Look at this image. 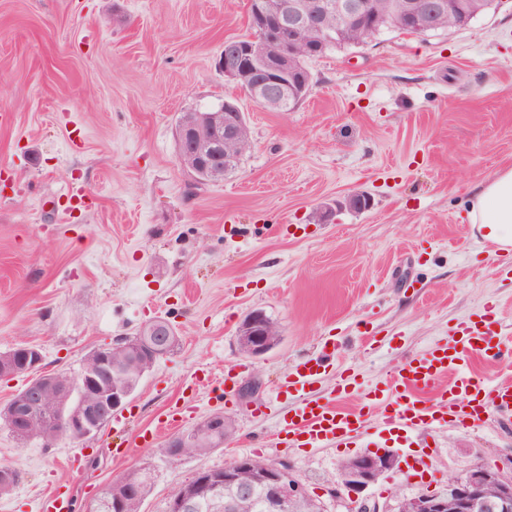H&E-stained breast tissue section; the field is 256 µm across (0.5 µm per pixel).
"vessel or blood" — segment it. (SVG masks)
I'll list each match as a JSON object with an SVG mask.
<instances>
[{"instance_id":"obj_1","label":"vessel or blood","mask_w":512,"mask_h":512,"mask_svg":"<svg viewBox=\"0 0 512 512\" xmlns=\"http://www.w3.org/2000/svg\"><path fill=\"white\" fill-rule=\"evenodd\" d=\"M474 357L502 369V376L491 378L468 369ZM327 368L320 356L297 363L285 376L282 391L297 392L299 400L278 418L284 444L315 448L327 442H349L374 419L382 430L393 432L439 429L451 422L475 425L490 410L512 415V347L504 345L486 318L462 324L447 343L401 364L383 388L374 391L368 405L360 408L342 404L351 392L346 378L337 380L332 397L308 395L307 385ZM112 425L118 438L115 455L126 456L132 446L146 447L154 439L148 432L134 440L125 438L124 415H113Z\"/></svg>"}]
</instances>
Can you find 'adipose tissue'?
Masks as SVG:
<instances>
[{
	"label": "adipose tissue",
	"instance_id": "ef3b65f1",
	"mask_svg": "<svg viewBox=\"0 0 512 512\" xmlns=\"http://www.w3.org/2000/svg\"><path fill=\"white\" fill-rule=\"evenodd\" d=\"M467 221L473 233L499 254L512 252V165L481 182L471 197Z\"/></svg>",
	"mask_w": 512,
	"mask_h": 512
}]
</instances>
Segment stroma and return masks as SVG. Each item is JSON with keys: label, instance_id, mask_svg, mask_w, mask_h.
<instances>
[{"label": "stroma", "instance_id": "obj_1", "mask_svg": "<svg viewBox=\"0 0 512 512\" xmlns=\"http://www.w3.org/2000/svg\"><path fill=\"white\" fill-rule=\"evenodd\" d=\"M247 28L248 0H0V351L37 346L44 370L74 374L151 320L179 338L124 409L126 435L156 430L155 446L117 459L109 426L47 446L0 424V464L23 473L0 512H39L56 490L87 512L144 467L155 483L141 512H166L197 472L254 454L290 462L321 496L341 462L387 449L395 478L365 495L390 507L480 467L512 474V422L495 412L322 448L280 445L277 425L297 401L279 380L299 361L331 354L312 394L352 375L355 408L461 322L491 314L512 340V256L467 222L472 190L512 163V0L450 32L385 31L327 53L290 112L263 109L219 68ZM227 99L252 148L235 174L197 183L178 162L177 121ZM354 194L369 207H349ZM255 309L280 333L258 359L235 340ZM240 365L233 398L218 399ZM174 404L187 430L231 419L223 447L167 463ZM426 451L428 471H409Z\"/></svg>", "mask_w": 512, "mask_h": 512}]
</instances>
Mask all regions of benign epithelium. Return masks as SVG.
Returning <instances> with one entry per match:
<instances>
[{
  "label": "benign epithelium",
  "mask_w": 512,
  "mask_h": 512,
  "mask_svg": "<svg viewBox=\"0 0 512 512\" xmlns=\"http://www.w3.org/2000/svg\"><path fill=\"white\" fill-rule=\"evenodd\" d=\"M249 7L260 20L253 23L248 42L237 39L224 42V54L219 65L224 77L237 84L254 74L260 75L255 86L256 98L262 107L288 112L299 95H290L288 49L303 47L309 54L334 42L335 22L346 27L359 22L368 26L365 0H251ZM447 0H395L393 9L400 20L413 25L426 15L442 17L448 13ZM233 112L219 108L212 112H185L177 127L178 160L180 165L201 182L220 181L236 161L235 148L251 141L250 131L243 123H232ZM272 323L262 310L251 311L239 324L236 332L238 348L260 358L273 349ZM152 342L151 358L167 355L172 326L164 320L147 324ZM52 383L49 375H32L29 383L18 390L0 408V419L13 425L24 412L45 403L44 392ZM83 397L72 408H63L54 423L64 427L77 441L93 438L104 426L103 415L124 406L130 394L120 386L101 388L96 372H84L80 378ZM224 427V414L217 412L206 418L192 436L177 434L171 441L186 446L197 441L204 431ZM396 465L389 453L365 452L351 459L344 476L345 492L332 495L345 499L347 512H388L377 501L359 497L368 486ZM249 469L253 480L239 481L240 471ZM264 492L267 512H284L285 506L309 497L308 486L296 474L293 466L281 462L259 466L248 457H237L224 465V476L211 478L205 473L196 475L191 492L217 497L223 489H231L242 499L253 495L254 486ZM409 504L408 512H512V477L505 479L490 468H478L464 477L448 479L447 488L423 493L410 499L400 498L396 509Z\"/></svg>",
  "instance_id": "obj_1"
}]
</instances>
